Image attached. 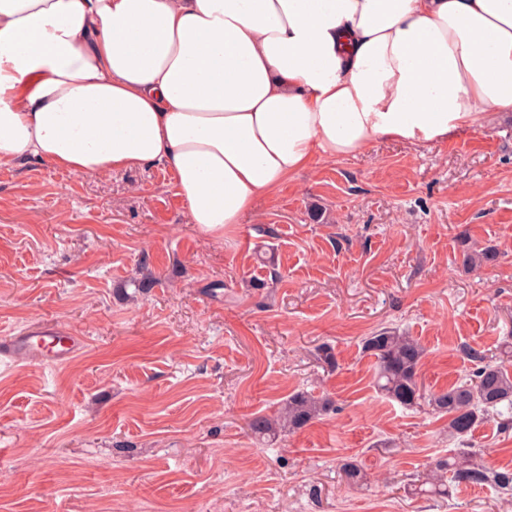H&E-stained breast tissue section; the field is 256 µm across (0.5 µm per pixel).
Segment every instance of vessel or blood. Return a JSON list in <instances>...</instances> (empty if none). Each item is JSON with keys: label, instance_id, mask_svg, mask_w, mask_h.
Instances as JSON below:
<instances>
[{"label": "vessel or blood", "instance_id": "obj_1", "mask_svg": "<svg viewBox=\"0 0 512 512\" xmlns=\"http://www.w3.org/2000/svg\"><path fill=\"white\" fill-rule=\"evenodd\" d=\"M82 346V338L70 333L50 328L29 329L0 339V358L62 363L73 357Z\"/></svg>", "mask_w": 512, "mask_h": 512}]
</instances>
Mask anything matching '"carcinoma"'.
<instances>
[{"label":"carcinoma","instance_id":"carcinoma-1","mask_svg":"<svg viewBox=\"0 0 512 512\" xmlns=\"http://www.w3.org/2000/svg\"><path fill=\"white\" fill-rule=\"evenodd\" d=\"M363 352L375 359V386L386 398L406 408L425 404L437 415L448 417V433L458 441L456 453L435 460L427 477L414 481L416 494L448 495L450 484L475 487L494 485L503 493L512 492V473L500 472L478 460L479 453L471 444L474 430L490 415L512 414V371L505 360L512 358V345L501 349L504 360L498 363L470 352L478 367L469 378L428 395L421 393L419 373L424 348L411 336L391 328H382L365 337ZM331 409V400L309 392H297L282 403L276 414L257 413L248 421L250 432L267 442L283 433H295ZM342 478L349 485H358L364 473L354 462L342 465Z\"/></svg>","mask_w":512,"mask_h":512}]
</instances>
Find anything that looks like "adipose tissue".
I'll use <instances>...</instances> for the list:
<instances>
[{
  "label": "adipose tissue",
  "instance_id": "ef3b65f1",
  "mask_svg": "<svg viewBox=\"0 0 512 512\" xmlns=\"http://www.w3.org/2000/svg\"><path fill=\"white\" fill-rule=\"evenodd\" d=\"M512 112V0H0V167L160 164L223 235L320 161Z\"/></svg>",
  "mask_w": 512,
  "mask_h": 512
}]
</instances>
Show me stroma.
<instances>
[{
    "label": "stroma",
    "instance_id": "stroma-1",
    "mask_svg": "<svg viewBox=\"0 0 512 512\" xmlns=\"http://www.w3.org/2000/svg\"><path fill=\"white\" fill-rule=\"evenodd\" d=\"M487 247L494 263L467 265ZM34 327L84 346L0 359V512H512L489 486L405 493L458 443L375 389L361 345L383 327L419 339L436 391L471 373L466 350L512 341V115L320 163L220 237L186 223L161 165L0 167V337ZM299 390L333 410L255 440L248 419ZM471 441L512 472V426ZM348 461L366 484L341 480Z\"/></svg>",
    "mask_w": 512,
    "mask_h": 512
}]
</instances>
